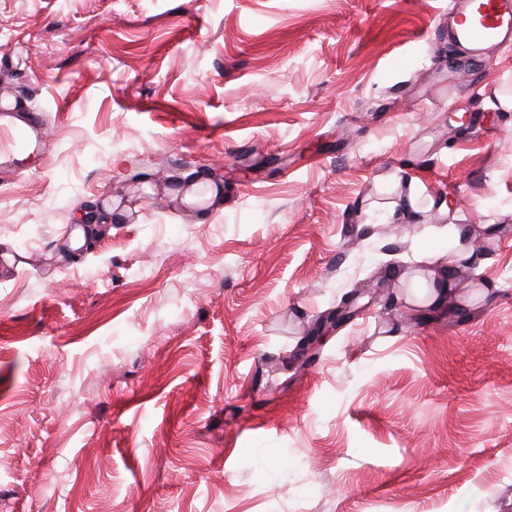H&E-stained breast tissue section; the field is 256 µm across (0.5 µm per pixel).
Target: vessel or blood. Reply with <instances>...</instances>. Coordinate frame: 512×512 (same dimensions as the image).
Masks as SVG:
<instances>
[{"label": "vessel or blood", "instance_id": "b4317fda", "mask_svg": "<svg viewBox=\"0 0 512 512\" xmlns=\"http://www.w3.org/2000/svg\"><path fill=\"white\" fill-rule=\"evenodd\" d=\"M449 39L473 46L512 44V0H454L448 14ZM9 146L0 154L11 157L15 150L26 147L31 138H44V125L39 113H30L23 126L9 130Z\"/></svg>", "mask_w": 512, "mask_h": 512}]
</instances>
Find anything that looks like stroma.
Segmentation results:
<instances>
[{
    "mask_svg": "<svg viewBox=\"0 0 512 512\" xmlns=\"http://www.w3.org/2000/svg\"><path fill=\"white\" fill-rule=\"evenodd\" d=\"M448 5L0 0L53 143L0 170V512H512V47L452 68ZM442 254L432 253L429 255L431 263L436 264L438 275L428 288L425 303L427 306L438 307L447 299H454L458 291V283L455 278V270L464 262L470 260L471 255L462 250H456L448 254L447 261H441ZM380 292L375 290L371 291V289L359 288L354 293H352L346 300L344 306L336 311V314L320 323L315 331L312 333V328L307 330L306 336L302 337V341L305 340L311 333L312 335L309 338L307 345L300 349L299 354L297 355V360L301 359L308 352L312 351L315 348L321 346L324 340L327 338V333L333 332L336 329L341 327L344 323L351 320L354 316H356L361 307L358 306V300L364 296H369L371 301H374ZM369 302L367 304H369ZM301 341V342H302Z\"/></svg>",
    "mask_w": 512,
    "mask_h": 512,
    "instance_id": "obj_1",
    "label": "stroma"
}]
</instances>
